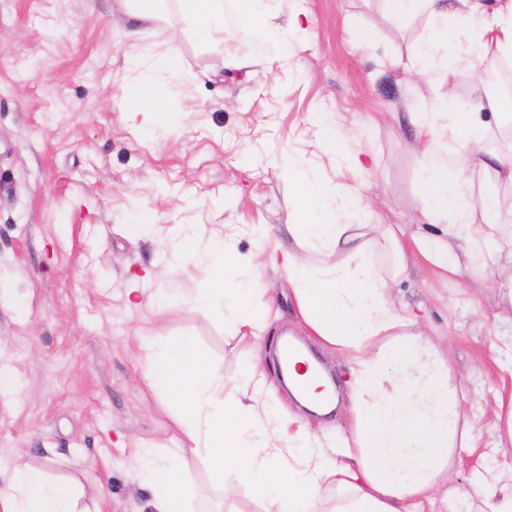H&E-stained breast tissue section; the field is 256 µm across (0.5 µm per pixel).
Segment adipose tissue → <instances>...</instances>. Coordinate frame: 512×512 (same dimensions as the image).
Returning <instances> with one entry per match:
<instances>
[{"label":"adipose tissue","mask_w":512,"mask_h":512,"mask_svg":"<svg viewBox=\"0 0 512 512\" xmlns=\"http://www.w3.org/2000/svg\"><path fill=\"white\" fill-rule=\"evenodd\" d=\"M175 2L196 35L215 45L235 28L268 27L264 0ZM387 3L397 21L423 15L430 22L415 58L403 64L407 71L432 63L439 51L452 75L512 57V0L490 17L479 0ZM491 116L496 125L488 124ZM411 120L433 146L417 195L426 218L441 224V236L410 235L397 224L375 232L362 221L367 205L359 193L319 184L288 156L279 161L295 216L288 253H279L264 228L255 232L256 252L245 258L227 251L225 233L170 229L174 260L207 273L185 303L219 311L234 331L261 330L278 319L260 270L281 266L300 323L347 365L352 422L325 438L269 405L258 360L243 361L230 386L194 337L146 338V379L172 403L183 434L178 447L140 453L150 512H224L221 502L200 501L187 479L191 460L200 456L214 491L236 477L263 512H423L424 503L447 496L448 461L473 447L478 422L466 410L464 392L450 384L448 356L429 345L415 315L394 304L391 283L408 268L401 242L407 235L451 278L483 255L500 281L501 303L512 305V203L500 193L512 187V113L491 96L462 104L450 94L423 103ZM495 131L506 138L504 148H489ZM465 195L474 197L473 206L460 205ZM306 252L321 255L322 263L305 262ZM476 486V497H463L458 512H512V485L485 476ZM82 498L77 484L23 465L0 487V512H88Z\"/></svg>","instance_id":"1"}]
</instances>
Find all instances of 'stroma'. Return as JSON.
I'll list each match as a JSON object with an SVG mask.
<instances>
[{
    "label": "stroma",
    "mask_w": 512,
    "mask_h": 512,
    "mask_svg": "<svg viewBox=\"0 0 512 512\" xmlns=\"http://www.w3.org/2000/svg\"><path fill=\"white\" fill-rule=\"evenodd\" d=\"M265 7L283 29L292 11L307 15L288 61L263 31L203 43L174 7L146 28L126 0H0V486L16 466H44L81 485L92 512H148L138 450L175 447L181 434L144 376L143 337H195L230 381L256 354L276 381L275 346L300 331L288 282L270 266L263 275L281 317L260 338L240 339L213 312L183 304L202 272L190 263L166 272L165 228L236 225L231 250L242 257L255 249L257 225L288 246L283 154L328 184L357 187L367 223L415 227L425 156L411 113L450 92L465 103L491 91L483 66L450 83L394 66L429 21L397 23L386 0ZM174 29L180 59L157 66L152 56ZM143 82L165 105L153 130L129 112ZM317 113L355 130L350 146L368 170L321 150ZM144 210L159 226L149 236L134 228ZM497 286L482 260L458 283L418 255L393 285L396 303L413 307L429 342L448 350L450 379L479 416L475 448L453 461V487L470 494L488 457L498 458L500 481L512 480L504 424L482 409L489 390H512L498 367L512 313L490 308Z\"/></svg>",
    "instance_id": "obj_1"
}]
</instances>
